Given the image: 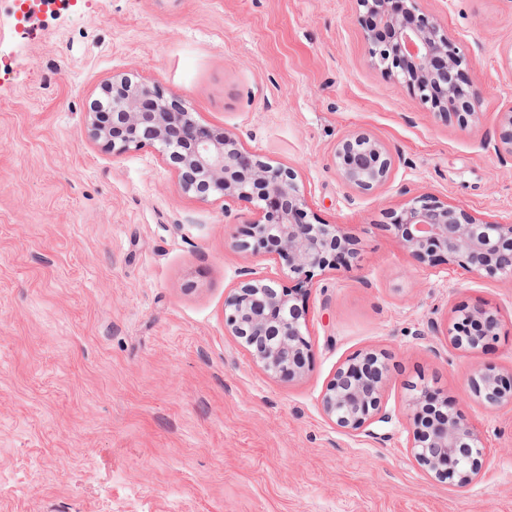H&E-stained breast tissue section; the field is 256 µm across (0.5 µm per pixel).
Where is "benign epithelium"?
Masks as SVG:
<instances>
[{
    "instance_id": "7a95c632",
    "label": "benign epithelium",
    "mask_w": 512,
    "mask_h": 512,
    "mask_svg": "<svg viewBox=\"0 0 512 512\" xmlns=\"http://www.w3.org/2000/svg\"><path fill=\"white\" fill-rule=\"evenodd\" d=\"M373 25L366 38L374 64L412 87L430 111L459 119L480 116L481 94L467 84V59L438 22L419 12L417 0H358ZM112 125L89 113L91 133L112 149L152 145L181 173L183 189L202 197L251 204L261 216L235 247L274 254L279 268L299 288L276 277H248L224 304V328L239 339L271 377L302 376L311 351L305 314L296 304L300 288L315 273L337 265L352 269L357 239L340 224H313L294 172L244 150L235 136L199 123L182 100L160 98L129 77L112 81ZM336 171L360 192L388 179L393 156L381 140L356 133L336 145ZM400 248L419 265L446 264L479 278H512V224L478 221L430 195L413 199L389 225ZM496 311H456L446 336L458 349L476 352L499 335ZM388 367L374 353L337 368L322 396L325 415L336 426L361 431L382 413ZM474 396L492 405H512V376L491 365H476L469 377ZM409 448L436 481L464 487L480 473L485 446L470 421L448 397L425 384L411 388Z\"/></svg>"
}]
</instances>
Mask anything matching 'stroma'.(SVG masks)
I'll list each match as a JSON object with an SVG mask.
<instances>
[{
  "mask_svg": "<svg viewBox=\"0 0 512 512\" xmlns=\"http://www.w3.org/2000/svg\"><path fill=\"white\" fill-rule=\"evenodd\" d=\"M468 57V126L376 67L356 0H72L22 20L0 0V512H512V406L473 396V365L512 373V279L416 266L389 228L428 194L512 221V0H419ZM179 96L197 120L292 169L316 222L358 239L351 270L305 296L309 371L269 377L224 329L246 273L287 282L233 234L253 208L184 192L151 146L112 152L86 118L113 76ZM363 132L394 156L360 193L337 142ZM496 310L483 353L442 333L459 306ZM389 366L385 420L324 414L336 369ZM447 395L484 440L466 487L408 449V384Z\"/></svg>",
  "mask_w": 512,
  "mask_h": 512,
  "instance_id": "stroma-1",
  "label": "stroma"
}]
</instances>
